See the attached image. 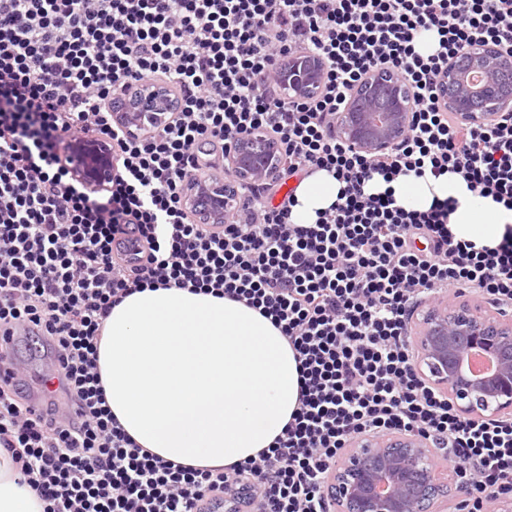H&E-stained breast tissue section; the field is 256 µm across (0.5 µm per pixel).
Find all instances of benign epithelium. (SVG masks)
<instances>
[{
	"mask_svg": "<svg viewBox=\"0 0 512 512\" xmlns=\"http://www.w3.org/2000/svg\"><path fill=\"white\" fill-rule=\"evenodd\" d=\"M463 66L451 61L439 83L443 109L469 126H482L498 114L512 111V80L502 76L512 57L483 41L472 44ZM324 65L310 53H295L278 68L276 80L290 99L314 95ZM177 106L171 89L162 83L130 88L112 118L129 135H146L164 125ZM412 95L388 70L369 73L356 87L345 111L336 116V137L368 154L388 151L410 128ZM60 160L72 178L105 172L106 151H98L89 167L72 162L67 147ZM235 180L216 179L203 186L185 183L183 205L195 213L199 196L207 195L227 215L233 210L237 186L270 180L282 156L272 136L253 131L224 157ZM416 366L432 386L448 393L458 411L482 419L512 412V319L467 300L453 305L432 302L414 327ZM494 362L485 375L471 373L466 363L474 352ZM448 472L435 464V449L407 434L363 436L355 440L332 470L327 492L336 512H432L452 494Z\"/></svg>",
	"mask_w": 512,
	"mask_h": 512,
	"instance_id": "benign-epithelium-1",
	"label": "benign epithelium"
}]
</instances>
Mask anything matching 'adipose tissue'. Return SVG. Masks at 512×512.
Wrapping results in <instances>:
<instances>
[{
  "mask_svg": "<svg viewBox=\"0 0 512 512\" xmlns=\"http://www.w3.org/2000/svg\"><path fill=\"white\" fill-rule=\"evenodd\" d=\"M343 182L316 170L296 183L292 218L312 224L334 205ZM367 189L392 190L398 206L457 202L448 228L475 249L496 247L512 212L480 196L463 178L407 173L374 176ZM98 370L106 402L124 430L161 458L195 468L226 467L269 448L299 406L295 352L270 319L245 303L180 288L126 296L105 320ZM0 451V512H42Z\"/></svg>",
  "mask_w": 512,
  "mask_h": 512,
  "instance_id": "obj_1",
  "label": "adipose tissue"
}]
</instances>
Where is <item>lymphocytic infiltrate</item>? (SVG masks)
Listing matches in <instances>:
<instances>
[{
	"label": "lymphocytic infiltrate",
	"instance_id": "lymphocytic-infiltrate-1",
	"mask_svg": "<svg viewBox=\"0 0 512 512\" xmlns=\"http://www.w3.org/2000/svg\"><path fill=\"white\" fill-rule=\"evenodd\" d=\"M423 30L439 37L427 56L414 48ZM479 40L512 51V0H0V335L32 327L62 359L38 414L0 383V448L44 512H205L245 490L249 512H333L337 458L389 432L445 450L465 490L456 512H512V415L458 413L419 374L410 341L415 306L443 290L512 306V228L477 251L448 229L453 201L407 210L366 190L377 175L454 171L512 211V113L469 127L438 102L441 72ZM303 51L325 63L321 90L284 97L273 76ZM379 68L409 85L412 126L370 155L333 126ZM156 81L180 108L130 138L113 101ZM257 128L282 147L278 182L317 168L343 182L315 223H294L293 195L275 200L266 181L242 188L216 228L183 207L184 183ZM88 130L112 143V182L98 192L56 155ZM132 237L141 248L129 260L121 246ZM156 286L245 302L287 337L299 407L258 458L181 466L139 448L113 417L100 330L123 298Z\"/></svg>",
	"mask_w": 512,
	"mask_h": 512
}]
</instances>
